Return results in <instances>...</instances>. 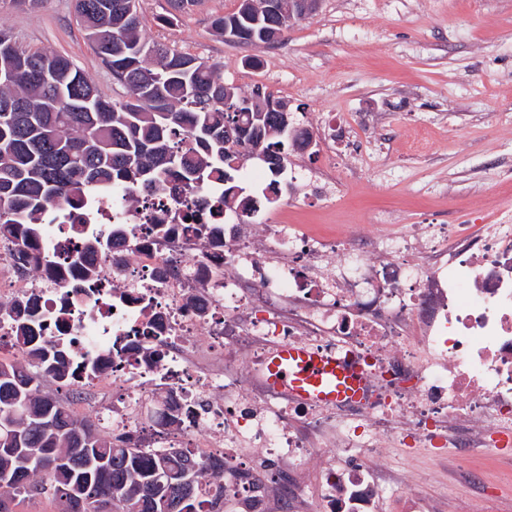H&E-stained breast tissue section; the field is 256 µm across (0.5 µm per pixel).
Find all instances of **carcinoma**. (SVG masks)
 <instances>
[{
    "mask_svg": "<svg viewBox=\"0 0 512 512\" xmlns=\"http://www.w3.org/2000/svg\"><path fill=\"white\" fill-rule=\"evenodd\" d=\"M257 2L268 9L217 17L215 33L224 36L227 24L242 45L270 43L271 25L288 26V0ZM75 15L124 98L105 96L69 57L23 46L0 29V240L12 245L17 266L50 277L46 216L97 190H120L138 207L180 184L200 207L219 183L224 210L251 217L254 195L234 183L241 145H263L275 177L276 154L288 151L290 125L270 100L263 112L251 97L224 101L220 66L147 41L136 0H75ZM89 247L107 257L110 240ZM111 262L123 270L121 257ZM40 322L31 302L0 303V324L26 356L0 363V512H13L20 496L52 499L57 512H102L106 493L109 512H226L223 460L103 437L69 403L40 393L48 379L68 386L81 372L90 381L103 366L98 355L74 365L65 346L42 336Z\"/></svg>",
    "mask_w": 512,
    "mask_h": 512,
    "instance_id": "carcinoma-1",
    "label": "carcinoma"
}]
</instances>
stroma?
<instances>
[{
    "label": "stroma",
    "mask_w": 512,
    "mask_h": 512,
    "mask_svg": "<svg viewBox=\"0 0 512 512\" xmlns=\"http://www.w3.org/2000/svg\"><path fill=\"white\" fill-rule=\"evenodd\" d=\"M237 6L194 0L172 20L167 0L138 2L146 39L222 65L242 93L271 89L327 145L335 198L310 180L320 157L293 155L286 190L253 223L317 237L382 223L394 238L413 224H496L512 214V0H320L280 42L258 45L213 32L212 20ZM0 28L124 96L73 0H0ZM405 472L421 512H512V447L490 444L467 460L448 447L388 449L372 512H400Z\"/></svg>",
    "instance_id": "1"
}]
</instances>
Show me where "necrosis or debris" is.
Returning <instances> with one entry per match:
<instances>
[{"label":"necrosis or debris","mask_w":512,"mask_h":512,"mask_svg":"<svg viewBox=\"0 0 512 512\" xmlns=\"http://www.w3.org/2000/svg\"><path fill=\"white\" fill-rule=\"evenodd\" d=\"M182 198L177 188L137 213L116 196L49 214L54 279L25 280L0 253L15 296L39 294L44 336L77 360L105 356L95 382L125 396L114 429L223 458L224 493L241 512L299 501L312 474L323 512H369L383 450L410 435L464 458L490 438L512 444V224L477 235L414 224L394 240L357 224L315 243L284 224H241L205 240L197 226L223 214H184ZM161 219L174 226L167 246L150 230ZM116 224L120 278L85 237ZM286 343L366 356L364 399L314 406L271 390L262 363ZM203 347L224 353L207 373L193 363ZM150 386L168 400L156 424L128 402Z\"/></svg>","instance_id":"4bbe7bcc"}]
</instances>
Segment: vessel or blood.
<instances>
[{
	"instance_id": "1",
	"label": "vessel or blood",
	"mask_w": 512,
	"mask_h": 512,
	"mask_svg": "<svg viewBox=\"0 0 512 512\" xmlns=\"http://www.w3.org/2000/svg\"><path fill=\"white\" fill-rule=\"evenodd\" d=\"M268 386L315 405L358 399L366 381L361 358L286 344L264 366Z\"/></svg>"
}]
</instances>
